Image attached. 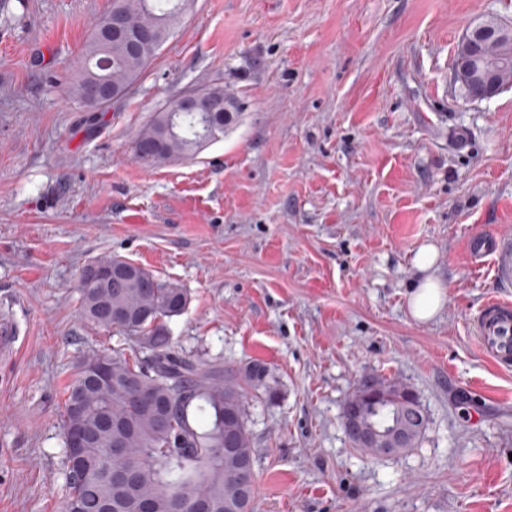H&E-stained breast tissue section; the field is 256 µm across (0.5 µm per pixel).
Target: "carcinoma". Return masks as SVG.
I'll list each match as a JSON object with an SVG mask.
<instances>
[{
	"label": "carcinoma",
	"mask_w": 512,
	"mask_h": 512,
	"mask_svg": "<svg viewBox=\"0 0 512 512\" xmlns=\"http://www.w3.org/2000/svg\"><path fill=\"white\" fill-rule=\"evenodd\" d=\"M129 29H152L170 36L187 0H112ZM105 15L94 21L70 85V95L85 103L96 83L125 89L152 65L154 56L130 57L124 42L104 29ZM209 91L226 100L224 115L202 116L162 106L134 142L136 158L160 165L194 157L208 142L235 125L241 115L237 98L222 87ZM82 315L96 326L125 333L147 356L129 358L121 350L94 353L79 360L64 401L63 438L85 431V454L98 460L92 468L72 465L73 449L64 448L63 503L79 502L82 512H130L134 503L149 512H192L204 502L211 512H240L241 462L255 467L245 414L246 388L269 387V371L254 363L239 373L220 362L193 361L172 346L168 321L188 301L185 289L157 279L138 265L118 288L79 283ZM112 310L103 324L98 312ZM106 368L109 383L88 378ZM358 406L362 420L403 440L390 454L418 445L427 418L413 392L384 378L364 381L344 403ZM234 438L237 455L224 454V434Z\"/></svg>",
	"instance_id": "carcinoma-1"
}]
</instances>
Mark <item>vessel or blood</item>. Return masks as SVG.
I'll return each mask as SVG.
<instances>
[{"mask_svg": "<svg viewBox=\"0 0 512 512\" xmlns=\"http://www.w3.org/2000/svg\"><path fill=\"white\" fill-rule=\"evenodd\" d=\"M471 264L490 267L503 287L512 286V237L475 235L468 241ZM480 350L502 368L512 367V303L492 297L484 300L471 316Z\"/></svg>", "mask_w": 512, "mask_h": 512, "instance_id": "1", "label": "vessel or blood"}]
</instances>
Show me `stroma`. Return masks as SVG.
Listing matches in <instances>:
<instances>
[{
	"label": "stroma",
	"mask_w": 512,
	"mask_h": 512,
	"mask_svg": "<svg viewBox=\"0 0 512 512\" xmlns=\"http://www.w3.org/2000/svg\"><path fill=\"white\" fill-rule=\"evenodd\" d=\"M112 0H0V512H61L62 414L82 356L130 349L87 322L83 267L117 256L188 294L183 354L267 366L249 397L255 512H512V369L470 316L512 301L468 239L512 234V82L466 99L454 57L512 0H194L129 94L98 113L68 82ZM220 86L238 123L154 167L133 143L160 106ZM443 309L415 320L420 246ZM406 383L427 427L374 458L342 410Z\"/></svg>",
	"instance_id": "obj_1"
}]
</instances>
